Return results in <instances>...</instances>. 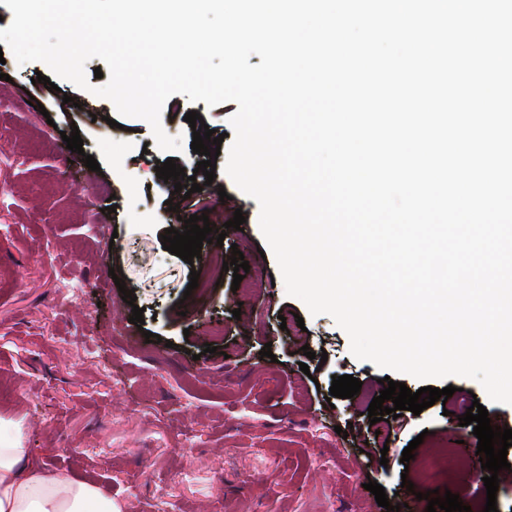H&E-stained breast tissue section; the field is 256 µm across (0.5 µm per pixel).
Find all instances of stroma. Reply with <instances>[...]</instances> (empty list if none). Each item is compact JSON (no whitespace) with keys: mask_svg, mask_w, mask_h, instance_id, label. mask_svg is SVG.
Segmentation results:
<instances>
[{"mask_svg":"<svg viewBox=\"0 0 512 512\" xmlns=\"http://www.w3.org/2000/svg\"><path fill=\"white\" fill-rule=\"evenodd\" d=\"M0 73L10 77L0 88V417L23 422L33 462L96 483L120 512H386L365 488L372 480L390 496L418 491L419 512L433 489L485 501L478 458L458 459L450 484L405 468L402 451L417 437L454 447L457 419L476 401L492 425L512 428V405L490 401L476 380L435 379L432 387L454 386L452 397L370 422L385 370L352 355L332 316L287 294L265 252L259 206L226 173V155L214 160L215 181L232 206L217 209L195 172L201 157L185 114L227 133L236 102L170 96L162 127L185 147L168 154L146 121L118 117L109 100L66 80L52 91L35 82L50 73L43 63H18L7 49ZM67 96L75 109H62ZM74 128L80 155L61 138ZM88 155L100 165L93 176ZM169 159L195 174L200 191L186 199L158 178ZM238 211L242 229L227 228ZM193 214L225 239L188 264L161 236ZM236 249L250 266L245 297L232 292V272L211 266ZM194 269L204 285L192 290ZM120 280L135 305L123 301ZM136 305L141 327L130 321ZM187 305L195 318L182 316ZM149 332L157 341H146ZM266 347L272 357H262ZM309 350L326 360H306ZM344 374L361 380L360 394L331 398L333 377Z\"/></svg>","mask_w":512,"mask_h":512,"instance_id":"obj_1","label":"stroma"}]
</instances>
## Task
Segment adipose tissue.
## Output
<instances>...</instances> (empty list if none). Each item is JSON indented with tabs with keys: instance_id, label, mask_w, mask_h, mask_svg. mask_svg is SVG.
Returning <instances> with one entry per match:
<instances>
[{
	"instance_id": "adipose-tissue-1",
	"label": "adipose tissue",
	"mask_w": 512,
	"mask_h": 512,
	"mask_svg": "<svg viewBox=\"0 0 512 512\" xmlns=\"http://www.w3.org/2000/svg\"><path fill=\"white\" fill-rule=\"evenodd\" d=\"M20 423L0 418V512H119L91 481L28 461Z\"/></svg>"
}]
</instances>
